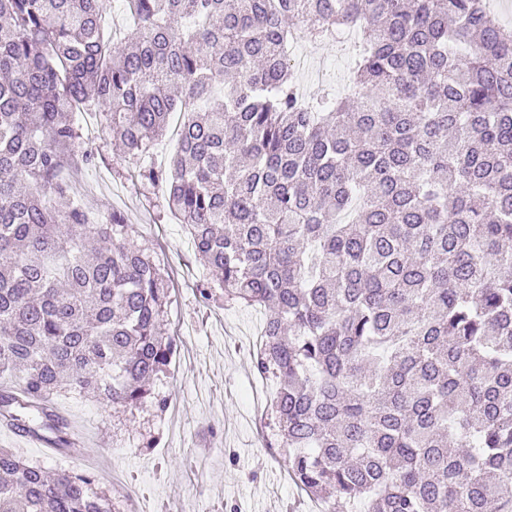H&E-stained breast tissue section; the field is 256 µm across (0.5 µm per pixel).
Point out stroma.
I'll return each instance as SVG.
<instances>
[{
    "label": "stroma",
    "instance_id": "stroma-1",
    "mask_svg": "<svg viewBox=\"0 0 512 512\" xmlns=\"http://www.w3.org/2000/svg\"><path fill=\"white\" fill-rule=\"evenodd\" d=\"M294 49L304 60L298 78L305 90L323 81L343 85L349 58L335 46L300 41ZM75 124L94 155L78 171L81 194L97 217L124 215L130 241L172 282L162 329L180 344L168 374L154 384L169 406L160 415L148 408L130 414L67 392L56 407L83 439L84 455L47 451L6 428L0 448L50 470L94 475L111 512H226L231 505L238 512H317V502L285 478V455L270 445V397L255 393L262 381L251 352L263 312L200 302L197 287L207 272L188 226L165 209L161 187L141 180L100 114L76 115Z\"/></svg>",
    "mask_w": 512,
    "mask_h": 512
}]
</instances>
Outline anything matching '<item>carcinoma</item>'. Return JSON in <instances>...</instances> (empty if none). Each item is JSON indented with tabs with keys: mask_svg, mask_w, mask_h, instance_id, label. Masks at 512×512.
Here are the masks:
<instances>
[{
	"mask_svg": "<svg viewBox=\"0 0 512 512\" xmlns=\"http://www.w3.org/2000/svg\"><path fill=\"white\" fill-rule=\"evenodd\" d=\"M0 0V416L58 447L62 391L164 412L170 286L65 172L94 106L209 278L265 313L274 443L323 512H512V29L487 0ZM306 98L288 49L341 44ZM169 168L145 164L174 114ZM0 512H110L0 448Z\"/></svg>",
	"mask_w": 512,
	"mask_h": 512,
	"instance_id": "carcinoma-1",
	"label": "carcinoma"
}]
</instances>
